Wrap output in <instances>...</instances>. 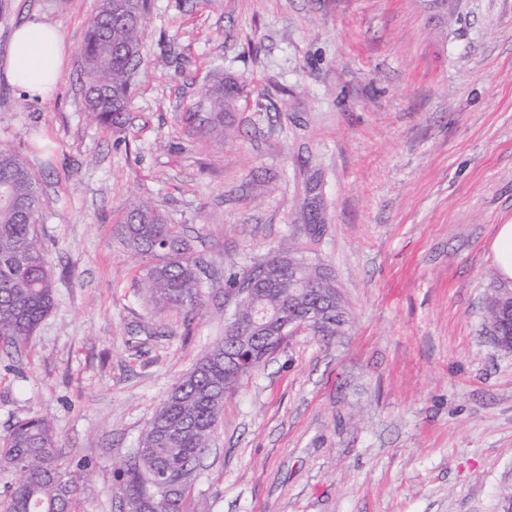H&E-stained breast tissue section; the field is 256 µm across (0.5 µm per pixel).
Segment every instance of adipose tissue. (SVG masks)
I'll use <instances>...</instances> for the list:
<instances>
[{
	"label": "adipose tissue",
	"instance_id": "obj_1",
	"mask_svg": "<svg viewBox=\"0 0 512 512\" xmlns=\"http://www.w3.org/2000/svg\"><path fill=\"white\" fill-rule=\"evenodd\" d=\"M64 61V42L59 29L33 19L13 36L7 76L25 94L45 99L55 88Z\"/></svg>",
	"mask_w": 512,
	"mask_h": 512
}]
</instances>
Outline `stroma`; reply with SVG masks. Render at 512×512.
<instances>
[{
  "label": "stroma",
  "mask_w": 512,
  "mask_h": 512,
  "mask_svg": "<svg viewBox=\"0 0 512 512\" xmlns=\"http://www.w3.org/2000/svg\"><path fill=\"white\" fill-rule=\"evenodd\" d=\"M100 0H0V145L41 193L55 302L0 350V439L48 418L80 512H115L121 468L172 386L224 334V281L301 248L350 324L282 347L224 398L195 474L209 512H503L512 352L484 333L512 221V0H149L125 123L85 110ZM61 31L59 84L6 78L14 31ZM224 137L198 134L216 84ZM151 201L208 266L204 315L154 307L116 221ZM321 224L310 239L307 221ZM493 263L504 281L512 280V224L498 225L492 243Z\"/></svg>",
  "instance_id": "stroma-1"
}]
</instances>
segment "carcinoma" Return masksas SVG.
Returning a JSON list of instances; mask_svg holds the SVG:
<instances>
[{
    "mask_svg": "<svg viewBox=\"0 0 512 512\" xmlns=\"http://www.w3.org/2000/svg\"><path fill=\"white\" fill-rule=\"evenodd\" d=\"M147 0H101L87 26L80 53L87 111L98 121L120 125L129 97L131 73L139 61ZM210 112L200 123L204 133L224 135V88L208 98ZM39 187L21 156L0 146V347L17 353L27 348L36 328L54 304L55 276L38 234ZM127 249L141 259L145 288L161 307L198 316L207 309L204 261L179 224L168 223L146 201L132 204L118 220ZM311 262L288 252L271 254L254 266H269L273 280L235 302L224 336L212 345L170 390L143 431L138 448L122 473L126 498L121 512H187V497L200 460L209 450L224 406L260 359L279 345H255V329L237 332L240 321L253 326L285 309L305 314L306 298L288 277V261ZM315 290L310 330L334 336L348 314L330 272L309 280ZM496 289L487 303L485 334L496 335ZM64 453L51 422L39 415L15 422L0 444V471H16L21 480L0 501V512H75L79 477L62 475Z\"/></svg>",
    "mask_w": 512,
    "mask_h": 512,
    "instance_id": "cac0c4a2",
    "label": "carcinoma"
}]
</instances>
